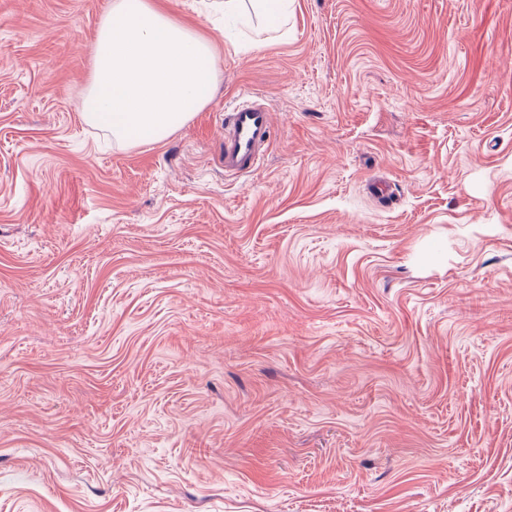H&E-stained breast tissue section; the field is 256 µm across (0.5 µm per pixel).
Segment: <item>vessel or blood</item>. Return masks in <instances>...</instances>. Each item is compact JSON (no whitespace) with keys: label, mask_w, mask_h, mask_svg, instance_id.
Wrapping results in <instances>:
<instances>
[{"label":"vessel or blood","mask_w":512,"mask_h":512,"mask_svg":"<svg viewBox=\"0 0 512 512\" xmlns=\"http://www.w3.org/2000/svg\"><path fill=\"white\" fill-rule=\"evenodd\" d=\"M273 133L267 104L244 101L224 115V170L249 173L260 162Z\"/></svg>","instance_id":"1"}]
</instances>
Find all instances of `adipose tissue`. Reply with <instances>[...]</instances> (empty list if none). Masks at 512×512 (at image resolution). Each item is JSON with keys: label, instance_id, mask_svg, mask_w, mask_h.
<instances>
[{"label": "adipose tissue", "instance_id": "obj_1", "mask_svg": "<svg viewBox=\"0 0 512 512\" xmlns=\"http://www.w3.org/2000/svg\"><path fill=\"white\" fill-rule=\"evenodd\" d=\"M225 15L251 12L275 29L288 0H219ZM216 59L207 39L183 26L158 0H113L95 46L84 120L127 144L160 141L212 99Z\"/></svg>", "mask_w": 512, "mask_h": 512}]
</instances>
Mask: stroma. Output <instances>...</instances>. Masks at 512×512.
<instances>
[{
	"mask_svg": "<svg viewBox=\"0 0 512 512\" xmlns=\"http://www.w3.org/2000/svg\"><path fill=\"white\" fill-rule=\"evenodd\" d=\"M111 2L0 0V512H512V0H169L217 87L135 146ZM216 7L224 11V16H238L251 11L258 24L266 30H274L283 15L288 11V0H217ZM247 4L250 5V9ZM273 133L272 112L246 100L224 113V172L249 173L260 162Z\"/></svg>",
	"mask_w": 512,
	"mask_h": 512,
	"instance_id": "obj_1",
	"label": "stroma"
}]
</instances>
